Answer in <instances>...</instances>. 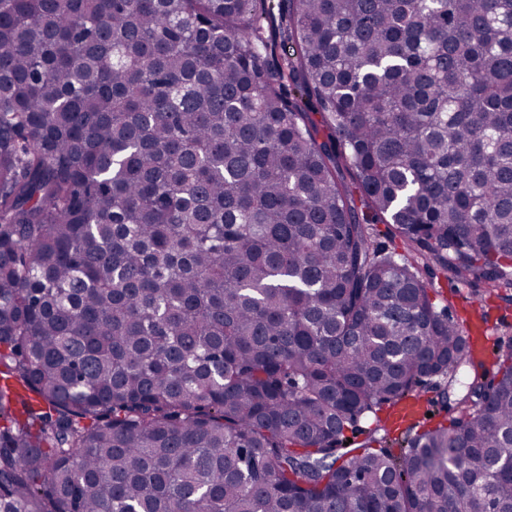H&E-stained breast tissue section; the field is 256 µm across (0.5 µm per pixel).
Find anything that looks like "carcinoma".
<instances>
[{
	"instance_id": "1",
	"label": "carcinoma",
	"mask_w": 512,
	"mask_h": 512,
	"mask_svg": "<svg viewBox=\"0 0 512 512\" xmlns=\"http://www.w3.org/2000/svg\"><path fill=\"white\" fill-rule=\"evenodd\" d=\"M428 275L512 299V0H0V512H512Z\"/></svg>"
}]
</instances>
